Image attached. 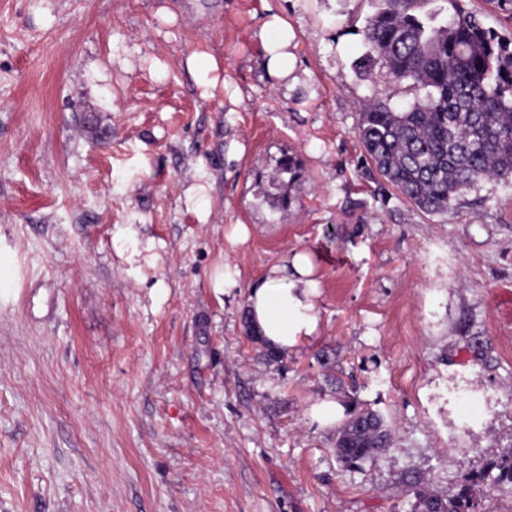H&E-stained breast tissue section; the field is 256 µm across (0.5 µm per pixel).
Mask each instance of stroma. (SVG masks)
<instances>
[{
    "label": "stroma",
    "instance_id": "1",
    "mask_svg": "<svg viewBox=\"0 0 512 512\" xmlns=\"http://www.w3.org/2000/svg\"><path fill=\"white\" fill-rule=\"evenodd\" d=\"M468 6L512 43V0ZM371 12L0 0V512H413L415 489L467 484L476 512H512L488 477L512 446V185L427 215L376 173L359 103L424 92L355 74ZM273 14L295 34L283 79ZM296 253L317 329L267 360L246 298ZM353 410L392 442L347 467ZM271 33H274V37L270 36ZM259 36L264 42L268 56V71L279 78L287 77L291 68L288 67V51L286 50L290 40L294 38V33L288 23L277 14L271 15L263 24Z\"/></svg>",
    "mask_w": 512,
    "mask_h": 512
}]
</instances>
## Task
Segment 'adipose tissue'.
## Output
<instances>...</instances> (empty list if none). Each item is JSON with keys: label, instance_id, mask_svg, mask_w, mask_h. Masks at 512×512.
I'll return each instance as SVG.
<instances>
[{"label": "adipose tissue", "instance_id": "obj_1", "mask_svg": "<svg viewBox=\"0 0 512 512\" xmlns=\"http://www.w3.org/2000/svg\"><path fill=\"white\" fill-rule=\"evenodd\" d=\"M260 38L267 53V67L277 77H287V48L294 33L279 15H272L262 26ZM312 265L304 254L273 266L268 275L251 288L247 296L252 326L276 350L294 347L299 337L315 332L317 317L312 300L316 284Z\"/></svg>", "mask_w": 512, "mask_h": 512}]
</instances>
